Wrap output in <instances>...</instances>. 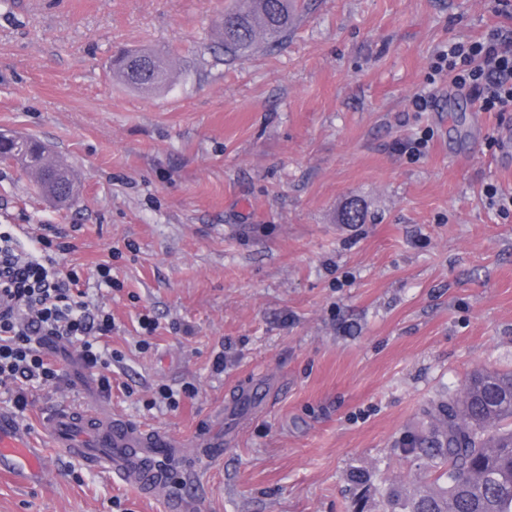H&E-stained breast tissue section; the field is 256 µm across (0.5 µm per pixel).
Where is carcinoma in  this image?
<instances>
[{
  "label": "carcinoma",
  "instance_id": "obj_1",
  "mask_svg": "<svg viewBox=\"0 0 512 512\" xmlns=\"http://www.w3.org/2000/svg\"><path fill=\"white\" fill-rule=\"evenodd\" d=\"M304 0H235L224 9L221 35L224 57H245L258 42L276 45L288 36ZM112 70L132 88H165L171 80L170 58L151 48L120 49ZM0 140V154L35 178L49 199L64 192L74 197L78 174L47 160L51 151L26 141ZM425 432L406 452L428 460L432 470L413 487H389L387 512H512V371L476 370L460 395L434 401L425 410Z\"/></svg>",
  "mask_w": 512,
  "mask_h": 512
}]
</instances>
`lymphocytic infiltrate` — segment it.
Wrapping results in <instances>:
<instances>
[{"label":"lymphocytic infiltrate","mask_w":512,"mask_h":512,"mask_svg":"<svg viewBox=\"0 0 512 512\" xmlns=\"http://www.w3.org/2000/svg\"><path fill=\"white\" fill-rule=\"evenodd\" d=\"M434 73L470 91L485 112L512 109V36L491 30L479 41H454L439 51ZM39 248L22 251L14 227L0 225V390L25 411L37 389L58 382V358L76 353L111 394V361L99 343L112 333V316L93 303L77 271H62L58 258L73 250L65 229L48 226Z\"/></svg>","instance_id":"lymphocytic-infiltrate-1"}]
</instances>
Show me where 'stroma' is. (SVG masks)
Listing matches in <instances>:
<instances>
[{
    "label": "stroma",
    "mask_w": 512,
    "mask_h": 512,
    "mask_svg": "<svg viewBox=\"0 0 512 512\" xmlns=\"http://www.w3.org/2000/svg\"><path fill=\"white\" fill-rule=\"evenodd\" d=\"M228 2L0 0V132L82 176L60 207L0 165V224L27 249L40 225L69 231L62 269L115 320L111 396L76 365L35 392L21 419L45 478L0 476V512H165L56 454L43 418L61 407L184 440L166 469L195 512H385L381 490L427 469L401 446L430 403L512 370V211L484 195H512V111L431 70L449 41L512 30V0H309L282 46L236 61ZM123 46L167 50L172 83L114 79ZM353 203L364 223H342ZM99 264L117 288L94 286Z\"/></svg>",
    "instance_id": "obj_1"
}]
</instances>
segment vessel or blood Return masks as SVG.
<instances>
[{
  "instance_id": "1",
  "label": "vessel or blood",
  "mask_w": 512,
  "mask_h": 512,
  "mask_svg": "<svg viewBox=\"0 0 512 512\" xmlns=\"http://www.w3.org/2000/svg\"><path fill=\"white\" fill-rule=\"evenodd\" d=\"M44 429L54 448L141 494L160 495L164 475L161 459L173 457L184 442L163 429H146L125 418L101 412L61 410L50 414ZM43 451L23 426L0 412V475L27 486L44 474Z\"/></svg>"
}]
</instances>
